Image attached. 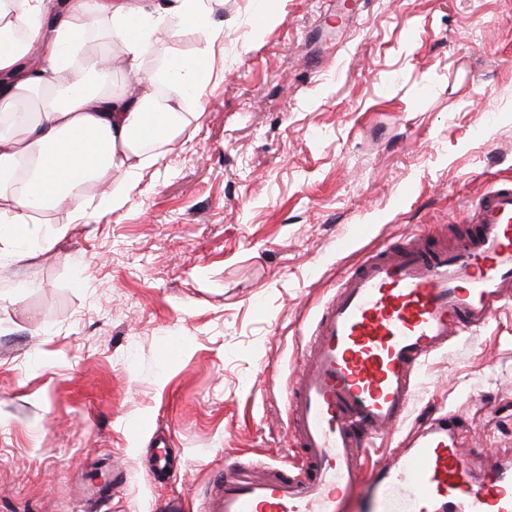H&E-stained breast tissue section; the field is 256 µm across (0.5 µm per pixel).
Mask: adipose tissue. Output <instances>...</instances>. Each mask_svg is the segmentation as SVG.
I'll list each match as a JSON object with an SVG mask.
<instances>
[{
  "label": "adipose tissue",
  "instance_id": "ef3b65f1",
  "mask_svg": "<svg viewBox=\"0 0 512 512\" xmlns=\"http://www.w3.org/2000/svg\"><path fill=\"white\" fill-rule=\"evenodd\" d=\"M106 22L122 48L120 61L71 50L89 35V23ZM23 27L25 44L10 37ZM176 37L189 30L216 34L210 0H0V112L29 99L40 107L20 133L0 134V200L9 201L10 223H29L32 213L79 211L84 189L134 176L142 166V141L172 142L187 126L179 112L187 93H199L211 74L212 43L181 66L165 61L146 72L144 59L158 31ZM121 68L125 90L107 86ZM161 100L168 120L147 130V105ZM34 167L17 190L21 161Z\"/></svg>",
  "mask_w": 512,
  "mask_h": 512
}]
</instances>
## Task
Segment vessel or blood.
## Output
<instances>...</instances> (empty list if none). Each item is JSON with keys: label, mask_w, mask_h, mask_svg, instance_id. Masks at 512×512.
Here are the masks:
<instances>
[{"label": "vessel or blood", "mask_w": 512, "mask_h": 512, "mask_svg": "<svg viewBox=\"0 0 512 512\" xmlns=\"http://www.w3.org/2000/svg\"><path fill=\"white\" fill-rule=\"evenodd\" d=\"M469 222L472 232L454 248L414 237L344 271L288 390L298 469L224 473L201 512H347L372 448L405 422L427 359L512 298V183L491 187ZM374 471L363 512H512V469L475 476L431 425L415 448Z\"/></svg>", "instance_id": "1"}]
</instances>
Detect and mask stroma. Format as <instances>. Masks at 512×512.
<instances>
[{
  "mask_svg": "<svg viewBox=\"0 0 512 512\" xmlns=\"http://www.w3.org/2000/svg\"><path fill=\"white\" fill-rule=\"evenodd\" d=\"M217 15L190 123L113 177L123 206L93 185L0 241V512H198L233 466L299 463L286 392L339 275L413 234L454 245L512 178V0ZM425 410L475 474L512 466V304L422 367L405 433Z\"/></svg>",
  "mask_w": 512,
  "mask_h": 512,
  "instance_id": "stroma-1",
  "label": "stroma"
}]
</instances>
